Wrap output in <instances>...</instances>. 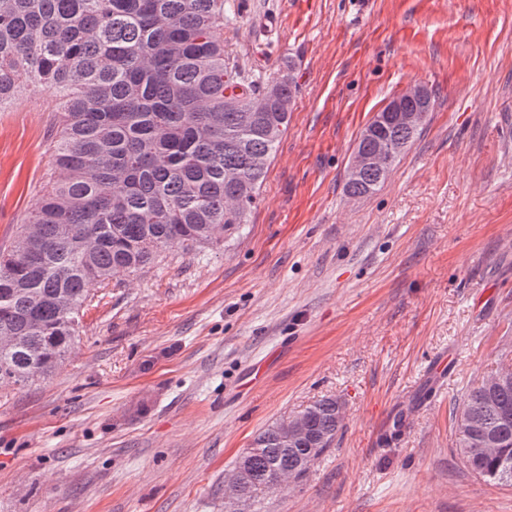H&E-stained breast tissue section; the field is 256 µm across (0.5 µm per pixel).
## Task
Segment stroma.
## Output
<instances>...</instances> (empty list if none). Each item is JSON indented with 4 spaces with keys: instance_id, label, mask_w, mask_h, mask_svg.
Listing matches in <instances>:
<instances>
[{
    "instance_id": "1",
    "label": "stroma",
    "mask_w": 512,
    "mask_h": 512,
    "mask_svg": "<svg viewBox=\"0 0 512 512\" xmlns=\"http://www.w3.org/2000/svg\"><path fill=\"white\" fill-rule=\"evenodd\" d=\"M226 4L230 61L297 83L248 230L97 289L65 370L0 389V512H224L254 436L325 397L342 432L262 512H512L455 435L512 364V0ZM412 85L435 99L419 135L347 196L362 130ZM56 132L50 92L0 107L1 249Z\"/></svg>"
}]
</instances>
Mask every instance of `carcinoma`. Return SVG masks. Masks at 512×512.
Here are the masks:
<instances>
[{
	"instance_id": "carcinoma-1",
	"label": "carcinoma",
	"mask_w": 512,
	"mask_h": 512,
	"mask_svg": "<svg viewBox=\"0 0 512 512\" xmlns=\"http://www.w3.org/2000/svg\"><path fill=\"white\" fill-rule=\"evenodd\" d=\"M224 0H0V105L24 86L52 91L56 176L10 249L0 253V379L25 387L55 375L80 340L97 287L152 267L165 252L224 245L260 202L288 128L292 65L245 76L224 59ZM419 131L395 114L357 150L389 152L383 169L348 176L365 197L385 184ZM463 465L512 485V382L489 376L462 403ZM305 438L276 422L234 470L245 502L300 479L333 447L342 407L325 397L299 412ZM494 440L498 447L489 441Z\"/></svg>"
}]
</instances>
